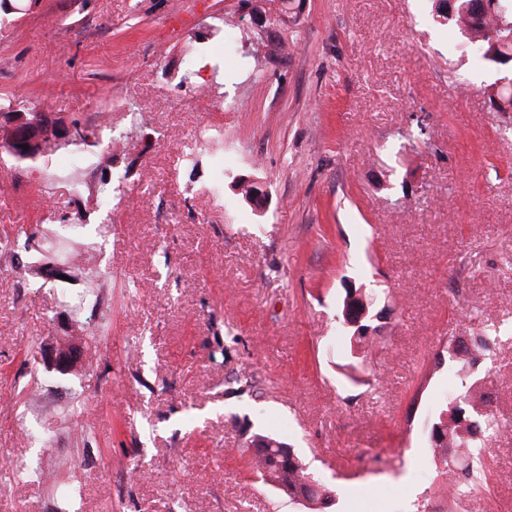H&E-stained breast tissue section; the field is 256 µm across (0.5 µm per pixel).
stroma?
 Here are the masks:
<instances>
[{"instance_id":"1","label":"stroma","mask_w":512,"mask_h":512,"mask_svg":"<svg viewBox=\"0 0 512 512\" xmlns=\"http://www.w3.org/2000/svg\"><path fill=\"white\" fill-rule=\"evenodd\" d=\"M2 51L0 107L99 144L79 171L64 141L0 152V238L51 210L90 248L76 311L0 247V512H308L240 454L260 430L336 490L324 512H512V112L431 0H17ZM350 290L385 313L364 366ZM490 328L478 368L441 356ZM72 343L69 374L40 362ZM465 384L502 429L456 508L429 426ZM45 122L50 126V128H55L57 135L61 139L73 141L74 144L83 145V147L96 146V141L94 140L96 139L95 131L93 129L86 127L84 124H80L78 121H75L74 123L77 125H81L86 132L85 137H83L82 140L79 142L74 141L80 139L81 136H83V132L80 127H77L74 124H71L64 120H60L58 118L51 119L45 117Z\"/></svg>"}]
</instances>
